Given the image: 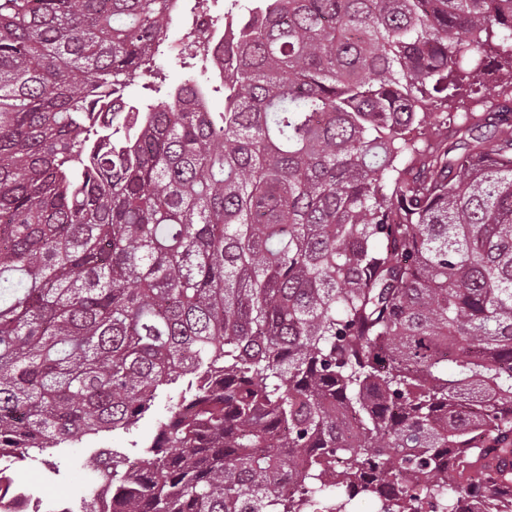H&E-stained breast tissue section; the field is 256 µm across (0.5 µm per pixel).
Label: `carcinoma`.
<instances>
[{"label":"carcinoma","mask_w":512,"mask_h":512,"mask_svg":"<svg viewBox=\"0 0 512 512\" xmlns=\"http://www.w3.org/2000/svg\"><path fill=\"white\" fill-rule=\"evenodd\" d=\"M237 2L115 114L168 0H0V454L165 398L83 512H512V0ZM189 35L198 45V50L203 52L204 60L211 66L219 65L224 59V22L214 24L209 16L200 14L194 18ZM166 42L178 47L179 56L177 58H167L164 54L156 60V65L163 69L162 72L166 75V82L169 87L174 88L191 76L189 63L194 62L191 59L193 50L189 39L186 38V28L181 20L173 21L170 25L166 34ZM184 62L186 63L185 67Z\"/></svg>","instance_id":"carcinoma-1"}]
</instances>
